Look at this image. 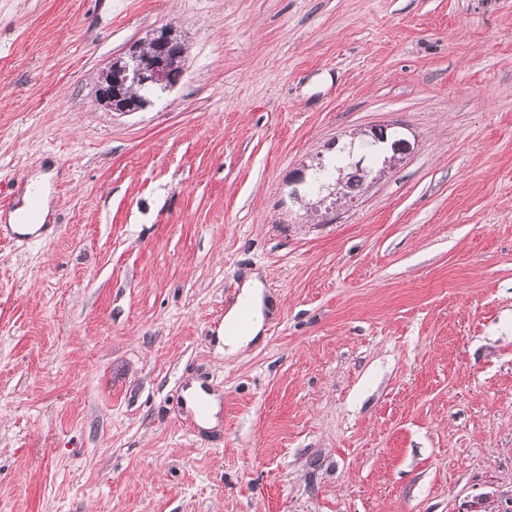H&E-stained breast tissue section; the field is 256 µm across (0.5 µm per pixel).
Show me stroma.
<instances>
[{"label":"stroma","instance_id":"1","mask_svg":"<svg viewBox=\"0 0 512 512\" xmlns=\"http://www.w3.org/2000/svg\"><path fill=\"white\" fill-rule=\"evenodd\" d=\"M180 83L116 115L112 55ZM405 160L330 211L353 133ZM0 512H512V0H0ZM273 308L225 357L247 272ZM221 399L190 427L183 392ZM141 43L132 46L127 52L113 56L101 71L94 98L110 112L128 114L143 110L150 104L147 102L138 106L126 100V88L152 84L164 92L177 86L180 81L188 45L176 28L171 25L155 28ZM176 54H180L181 67L180 62H177L176 69L180 67L181 73L174 78L171 60ZM382 127L386 130L394 129V127L391 125H379V126L371 127L370 129H365L360 132L361 136H363L367 141H370L376 145V147H377L376 151L384 149L389 145V143L387 142L386 139L380 140V138L377 137V133L381 130ZM394 133H395V139L392 142H390V145H389L390 150L392 151V156L390 158H387V160L385 159V162H384L385 167H386V164H389V166H391V165H395L398 162H401L406 157V155H408L409 152L411 151L410 142L403 135L398 134L397 131H394ZM391 134H392L391 131H387V132H385L384 130L380 131V136H382V137H384V136L390 137ZM48 180L46 175H38L31 178L24 195L25 204L18 208L9 218L13 229L19 233H34L41 228L46 222L49 215V207L47 205ZM33 193H37L41 199V207L39 214L32 220H19L18 216L23 212ZM185 399L187 407H189L191 410H195L196 404L200 400H206L210 405V410L209 413L203 417L200 423L204 428H213L217 425L219 399L216 395L207 393L198 384H193L186 390Z\"/></svg>","mask_w":512,"mask_h":512}]
</instances>
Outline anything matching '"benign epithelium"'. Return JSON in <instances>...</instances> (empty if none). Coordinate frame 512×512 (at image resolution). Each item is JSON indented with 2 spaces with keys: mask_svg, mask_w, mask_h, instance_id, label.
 I'll return each mask as SVG.
<instances>
[{
  "mask_svg": "<svg viewBox=\"0 0 512 512\" xmlns=\"http://www.w3.org/2000/svg\"><path fill=\"white\" fill-rule=\"evenodd\" d=\"M188 45L180 32L171 25L153 29L147 38L128 51L112 57L99 76L95 101L110 112L128 114L145 109L126 100V89L136 85L151 84L166 91L178 85L180 78L171 73V60L176 54L185 59ZM389 126H375L361 131V136L374 143L377 149L386 147L392 156L385 163L394 165L402 161L411 151L410 142L401 134H395L392 142L377 137L381 129Z\"/></svg>",
  "mask_w": 512,
  "mask_h": 512,
  "instance_id": "benign-epithelium-1",
  "label": "benign epithelium"
}]
</instances>
